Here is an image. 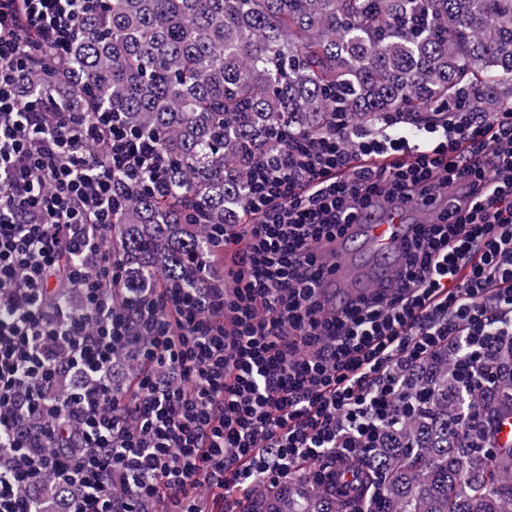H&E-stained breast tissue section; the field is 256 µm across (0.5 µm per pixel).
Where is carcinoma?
Masks as SVG:
<instances>
[{"label":"carcinoma","mask_w":512,"mask_h":512,"mask_svg":"<svg viewBox=\"0 0 512 512\" xmlns=\"http://www.w3.org/2000/svg\"><path fill=\"white\" fill-rule=\"evenodd\" d=\"M69 58L64 74L33 67L28 97L119 115L159 135L168 161L166 194L124 188L112 243L127 284L198 288L206 225L243 223L249 168L296 135L425 122L461 89L473 112L512 103V0H102ZM485 368L496 382L466 397L446 351L412 373L426 399L362 457L378 494L299 481L251 512H512V447L486 448L512 413V346ZM60 497L47 478L35 509Z\"/></svg>","instance_id":"carcinoma-1"}]
</instances>
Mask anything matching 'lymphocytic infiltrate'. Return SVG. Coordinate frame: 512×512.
Wrapping results in <instances>:
<instances>
[{
	"mask_svg": "<svg viewBox=\"0 0 512 512\" xmlns=\"http://www.w3.org/2000/svg\"><path fill=\"white\" fill-rule=\"evenodd\" d=\"M100 4L0 0V512H34L46 475L67 490L57 512H239L257 484L362 456L439 351L463 390L492 383L487 352L512 344V106L301 136L249 171L252 223L209 226L207 253L235 248L233 267L129 288L106 233L118 185L167 192L157 138L20 93L33 64L66 69ZM380 199L437 218L404 241L390 299L328 312L320 246Z\"/></svg>",
	"mask_w": 512,
	"mask_h": 512,
	"instance_id": "obj_1",
	"label": "lymphocytic infiltrate"
}]
</instances>
